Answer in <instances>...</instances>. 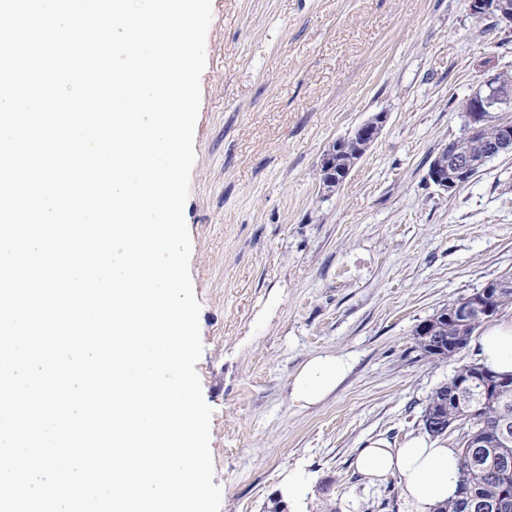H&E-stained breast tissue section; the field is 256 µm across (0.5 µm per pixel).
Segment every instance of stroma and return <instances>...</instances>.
Segmentation results:
<instances>
[{"instance_id":"1","label":"stroma","mask_w":512,"mask_h":512,"mask_svg":"<svg viewBox=\"0 0 512 512\" xmlns=\"http://www.w3.org/2000/svg\"><path fill=\"white\" fill-rule=\"evenodd\" d=\"M470 3L212 0L184 218L220 512H267L297 468L305 512H407L397 477L370 482L356 456L422 434L427 395L477 358L420 359L418 324L512 275V154L451 192L427 179L462 101L512 72V24ZM379 112L322 190L328 145ZM324 353L350 368L299 407L294 377ZM386 120L387 115L385 113H377L362 124L358 125L350 133L359 140L364 150H368L378 138Z\"/></svg>"}]
</instances>
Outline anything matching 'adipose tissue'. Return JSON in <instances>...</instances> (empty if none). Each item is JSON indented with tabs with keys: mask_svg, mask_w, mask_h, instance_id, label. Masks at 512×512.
<instances>
[{
	"mask_svg": "<svg viewBox=\"0 0 512 512\" xmlns=\"http://www.w3.org/2000/svg\"><path fill=\"white\" fill-rule=\"evenodd\" d=\"M478 357L485 367L512 373V318L483 328L477 338ZM349 368L342 354L309 359L294 378L291 397L298 406L318 404L331 394ZM360 472L370 481L399 479L408 512H434L451 497L461 479L458 450L448 441L418 435L401 446L385 438L370 440L357 456Z\"/></svg>",
	"mask_w": 512,
	"mask_h": 512,
	"instance_id": "obj_1",
	"label": "adipose tissue"
}]
</instances>
